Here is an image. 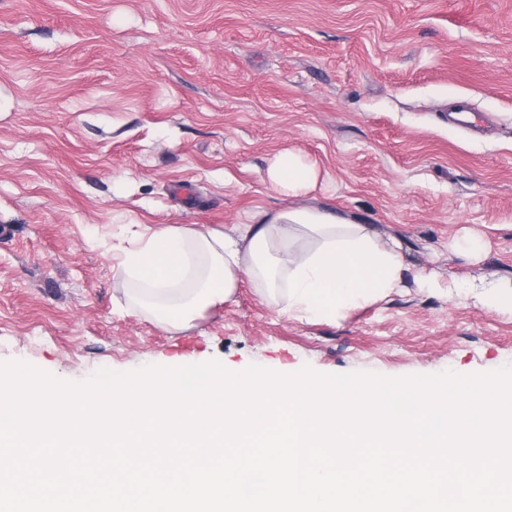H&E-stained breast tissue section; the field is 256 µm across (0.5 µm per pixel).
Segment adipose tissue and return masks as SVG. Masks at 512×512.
<instances>
[{
  "instance_id": "adipose-tissue-1",
  "label": "adipose tissue",
  "mask_w": 512,
  "mask_h": 512,
  "mask_svg": "<svg viewBox=\"0 0 512 512\" xmlns=\"http://www.w3.org/2000/svg\"><path fill=\"white\" fill-rule=\"evenodd\" d=\"M317 168L285 151L266 179L287 195L313 188ZM119 269L132 287L128 306L169 331H181L203 310L232 301L241 283L261 300L299 320L333 322L387 299L407 278L430 291L436 283L412 274L401 237L379 240L359 219L324 207L254 212L230 231L165 226L139 234ZM456 292L512 314V289L497 280H454Z\"/></svg>"
}]
</instances>
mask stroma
Returning <instances> with one entry per match:
<instances>
[{
  "instance_id": "obj_1",
  "label": "stroma",
  "mask_w": 512,
  "mask_h": 512,
  "mask_svg": "<svg viewBox=\"0 0 512 512\" xmlns=\"http://www.w3.org/2000/svg\"><path fill=\"white\" fill-rule=\"evenodd\" d=\"M468 103L481 133L448 120ZM292 150L320 179L265 180ZM331 205L440 285L512 281V0H0V362L78 383L220 359L480 374L512 315L414 287L307 322L251 284L183 331L127 310L139 228ZM475 232L483 250L454 248Z\"/></svg>"
}]
</instances>
